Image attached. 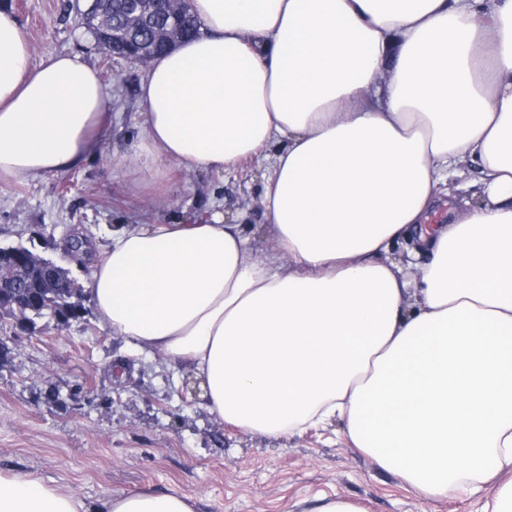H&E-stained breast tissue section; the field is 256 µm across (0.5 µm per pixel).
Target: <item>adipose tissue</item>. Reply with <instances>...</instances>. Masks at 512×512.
Instances as JSON below:
<instances>
[{"label":"adipose tissue","instance_id":"adipose-tissue-1","mask_svg":"<svg viewBox=\"0 0 512 512\" xmlns=\"http://www.w3.org/2000/svg\"><path fill=\"white\" fill-rule=\"evenodd\" d=\"M202 34L150 65L156 171L266 154L274 246L218 206L115 229L90 291L138 349L189 367L209 413L273 439L340 421L426 498L495 482L512 512V0H192ZM112 134L99 69L32 64L0 9V177L80 167ZM467 158L479 196L452 195ZM448 220L430 224L439 204ZM413 237L415 276L390 259ZM0 512H195L182 493L90 503L0 475Z\"/></svg>","mask_w":512,"mask_h":512}]
</instances>
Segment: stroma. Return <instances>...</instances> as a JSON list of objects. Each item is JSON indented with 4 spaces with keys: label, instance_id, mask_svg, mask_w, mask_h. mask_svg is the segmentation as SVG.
Returning <instances> with one entry per match:
<instances>
[{
    "label": "stroma",
    "instance_id": "1",
    "mask_svg": "<svg viewBox=\"0 0 512 512\" xmlns=\"http://www.w3.org/2000/svg\"><path fill=\"white\" fill-rule=\"evenodd\" d=\"M31 45V61L79 53L102 71L112 135L80 168L18 181L0 177V247L18 244L64 269L84 291L83 319L59 329L38 319L16 336L0 315V474H32L94 502L128 490L190 495L196 512H316L322 499L356 512H479L484 493L419 497L342 434L341 423L271 440L221 422L186 378L104 326L88 290L114 229L210 203L241 224L255 251L268 250L264 161L236 172L170 168L142 184L149 142L140 127L143 67L110 57L79 27L76 0H7ZM92 251L77 260L70 238Z\"/></svg>",
    "mask_w": 512,
    "mask_h": 512
}]
</instances>
